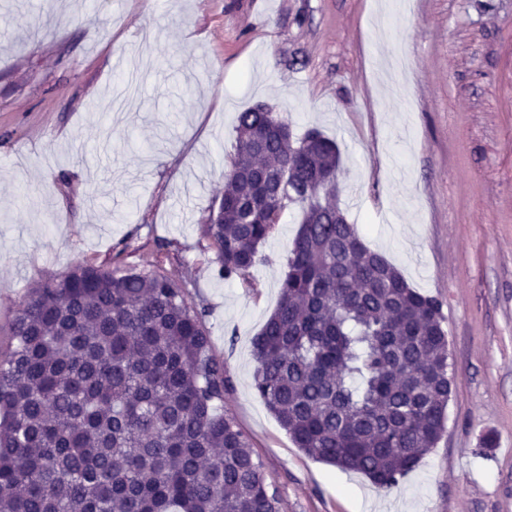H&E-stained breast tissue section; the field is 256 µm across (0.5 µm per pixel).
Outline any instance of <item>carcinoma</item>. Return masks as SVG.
I'll list each match as a JSON object with an SVG mask.
<instances>
[{
  "label": "carcinoma",
  "instance_id": "obj_1",
  "mask_svg": "<svg viewBox=\"0 0 512 512\" xmlns=\"http://www.w3.org/2000/svg\"><path fill=\"white\" fill-rule=\"evenodd\" d=\"M282 124L261 104L237 116L208 216L217 275L249 282L288 206L301 208L277 308L253 339V389L306 455L391 488L445 430L441 303L336 204V142ZM190 285L152 256L81 263L18 305L0 347V512H279L224 416V362Z\"/></svg>",
  "mask_w": 512,
  "mask_h": 512
}]
</instances>
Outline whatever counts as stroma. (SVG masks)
<instances>
[{
	"mask_svg": "<svg viewBox=\"0 0 512 512\" xmlns=\"http://www.w3.org/2000/svg\"><path fill=\"white\" fill-rule=\"evenodd\" d=\"M258 104L336 141L348 221L442 303L446 429L393 488L306 455L252 387L302 213L246 284L206 220ZM160 239L279 512H512V0H0V341L39 282Z\"/></svg>",
	"mask_w": 512,
	"mask_h": 512,
	"instance_id": "1",
	"label": "stroma"
}]
</instances>
